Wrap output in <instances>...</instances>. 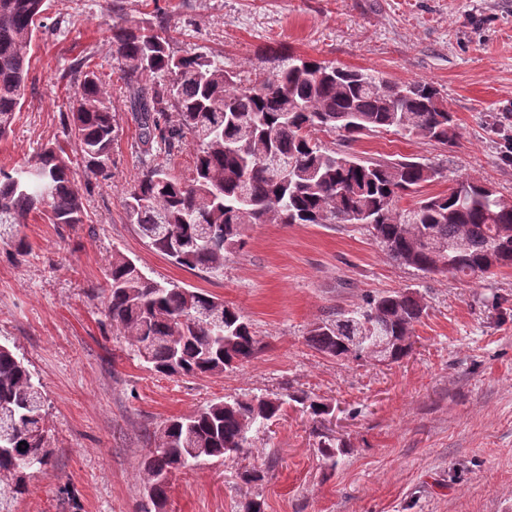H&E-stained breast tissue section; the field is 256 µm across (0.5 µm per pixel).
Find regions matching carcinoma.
<instances>
[{
	"instance_id": "carcinoma-1",
	"label": "carcinoma",
	"mask_w": 512,
	"mask_h": 512,
	"mask_svg": "<svg viewBox=\"0 0 512 512\" xmlns=\"http://www.w3.org/2000/svg\"><path fill=\"white\" fill-rule=\"evenodd\" d=\"M43 0H0V140L13 131L28 74V50L36 35ZM132 111L137 113L143 152L173 154L187 144L195 151L193 175L181 180L162 164L149 165L125 193L130 223L175 264L213 272L224 252L243 244L247 224H359L394 262L426 276L449 273L489 278L512 268V205L485 183L461 177L448 193L403 209V196L436 179L437 168L420 161L365 162L316 142L311 132L336 133L350 144L371 132L394 131L451 148L458 138L454 115L440 90L426 80L393 82L369 69H347L325 61L272 50L277 68L261 81L244 80L204 54H177L163 26L128 19L112 24L110 41ZM69 112L63 127L94 176L108 177L117 133L112 102L88 64L77 61ZM178 112L168 122L170 109ZM58 144L45 145L34 162L0 167V243L17 260L31 244L20 224L31 213L51 224L85 223L82 196ZM463 243L441 256L432 246ZM106 314L127 338L130 352L165 376L199 377L247 362L259 350L251 324L237 310L202 292L166 286L117 252L108 269ZM424 312L417 293L370 295L351 311L323 320L308 343L335 358L372 357L366 343L348 344L366 332L398 336L393 360L412 348V332ZM320 417L327 404L303 396L244 395L213 401L190 415L167 420L140 471L147 508L163 512L167 476L249 445L256 424L279 418L288 401ZM0 512L28 493L29 466L47 465L42 385L9 346L0 343ZM26 445L19 446L20 442ZM322 456L337 464L341 446L319 441Z\"/></svg>"
}]
</instances>
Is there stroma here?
I'll return each mask as SVG.
<instances>
[{
  "mask_svg": "<svg viewBox=\"0 0 512 512\" xmlns=\"http://www.w3.org/2000/svg\"><path fill=\"white\" fill-rule=\"evenodd\" d=\"M116 0H46L30 48L24 104L0 140V167L33 161L42 145L65 147L84 223L57 227L30 214L32 245L15 262L0 248V343L23 358L47 400L50 465L12 512H141L140 462L167 419L244 394L303 395L332 406L313 419L298 404L249 448L182 470L165 512H512V269L481 279L422 276L390 261L354 224H248L223 271L190 270L143 239L124 209L125 189L146 166L138 128L110 52ZM126 18L163 23L176 53L222 61L255 80L274 68L265 47L395 82L426 80L458 126L447 150L395 132L350 147L364 160L412 158L442 175L405 196L447 192L471 176L512 196V0H117ZM85 55L112 95L118 131L108 178L87 174L61 123L74 86L70 64ZM150 276L202 291L239 309L261 349L224 373L168 377L133 357L104 312L113 253ZM410 290L426 312L413 348L397 362L337 359L308 332L366 296ZM342 442L336 467L319 434ZM252 468L264 482L241 480Z\"/></svg>",
  "mask_w": 512,
  "mask_h": 512,
  "instance_id": "35a3bbf8",
  "label": "stroma"
}]
</instances>
